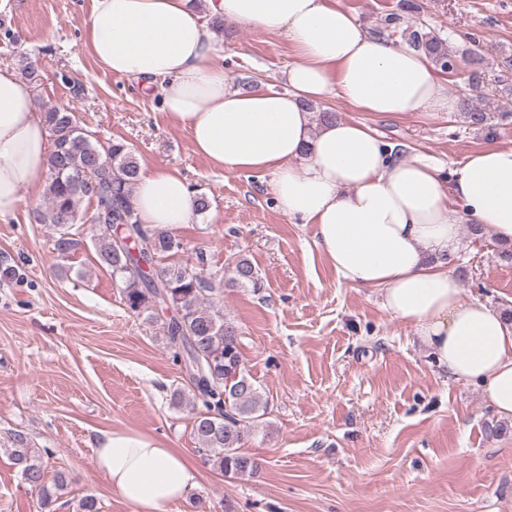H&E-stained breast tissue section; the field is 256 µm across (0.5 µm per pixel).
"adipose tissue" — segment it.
Listing matches in <instances>:
<instances>
[{"label":"adipose tissue","instance_id":"1","mask_svg":"<svg viewBox=\"0 0 512 512\" xmlns=\"http://www.w3.org/2000/svg\"><path fill=\"white\" fill-rule=\"evenodd\" d=\"M92 0L84 44L108 72L158 87L170 123L195 152L230 173L271 172L289 216L313 225L340 282L377 289L383 309L410 324L455 381L475 383L512 419V324L463 300L445 262L459 226L512 243V147L468 154L442 177L436 164L396 158L369 127L337 120L313 129L308 104L340 98L366 112H453L424 53L370 34L334 0ZM282 35L294 59L285 90L236 89L208 17ZM50 135L31 85L0 67V217L16 213L48 174ZM142 224L175 228L195 216L176 171L148 167L135 186ZM97 471L137 512H164L198 484L193 463L154 438L107 431Z\"/></svg>","mask_w":512,"mask_h":512}]
</instances>
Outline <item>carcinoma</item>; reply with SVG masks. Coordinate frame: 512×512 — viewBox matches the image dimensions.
<instances>
[{
  "instance_id": "obj_1",
  "label": "carcinoma",
  "mask_w": 512,
  "mask_h": 512,
  "mask_svg": "<svg viewBox=\"0 0 512 512\" xmlns=\"http://www.w3.org/2000/svg\"><path fill=\"white\" fill-rule=\"evenodd\" d=\"M408 42L427 54L443 72H452L457 51L442 37L412 30ZM468 121L483 126L495 119L492 112L464 100ZM44 121L52 140L46 196L48 206L37 216L52 226L53 250L69 257L77 240L71 230L88 224L95 231L99 266L110 271L121 287L129 310L159 317L158 310L170 308L163 319L167 347L172 360L191 366V395L177 390L171 403L194 411L191 435L205 461L227 478L257 474L261 463L241 451L245 435L266 430L267 401L245 371L240 334L224 314L221 288L257 287L255 268L245 257L227 267L229 276L205 269L206 258L197 265L163 263L178 253L182 241L165 228L140 223L134 208V188L140 164L134 151L119 141H93L68 110L52 109ZM10 455L26 484L38 492L42 509L50 512L70 484L62 471L52 483L29 448L26 437L13 432Z\"/></svg>"
}]
</instances>
